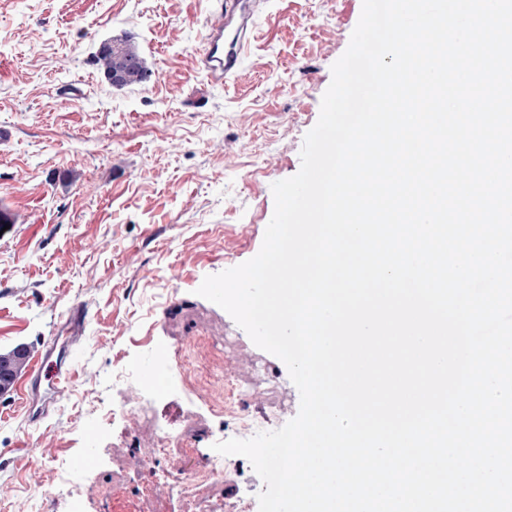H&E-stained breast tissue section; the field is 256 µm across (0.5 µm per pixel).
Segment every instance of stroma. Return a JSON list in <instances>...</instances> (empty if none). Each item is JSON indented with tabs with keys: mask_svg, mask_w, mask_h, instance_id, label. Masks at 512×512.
Here are the masks:
<instances>
[{
	"mask_svg": "<svg viewBox=\"0 0 512 512\" xmlns=\"http://www.w3.org/2000/svg\"><path fill=\"white\" fill-rule=\"evenodd\" d=\"M363 0H246L247 30L224 32L241 63L224 85L198 67L215 0H0V353L36 349L71 307L87 311L72 382L50 422L30 423L15 392L0 395V512L37 498L71 512L60 462L81 459L83 512H215L224 486L264 488L235 456L229 481H182L245 438L214 374L260 388L251 417L271 431L300 397L284 363L259 349L221 307L197 295L206 276L253 258L274 212L272 186L295 175L331 68L347 49ZM134 37L150 81L115 89L92 63L107 38ZM165 376L147 382L146 371ZM141 389L138 430H125L121 391ZM151 470L121 467L161 437ZM51 448L54 459L41 451ZM40 471L42 488L30 485ZM168 477L157 503L151 480Z\"/></svg>",
	"mask_w": 512,
	"mask_h": 512,
	"instance_id": "35a3bbf8",
	"label": "stroma"
}]
</instances>
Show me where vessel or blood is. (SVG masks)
I'll list each match as a JSON object with an SVG mask.
<instances>
[{
	"instance_id": "1",
	"label": "vessel or blood",
	"mask_w": 512,
	"mask_h": 512,
	"mask_svg": "<svg viewBox=\"0 0 512 512\" xmlns=\"http://www.w3.org/2000/svg\"><path fill=\"white\" fill-rule=\"evenodd\" d=\"M239 8V0H218L216 19L210 26L206 45L199 56L198 65L213 84L223 83L237 65L235 56L224 51V19L234 15ZM56 344L47 340L39 351L30 356L26 374L17 384V393L26 406L32 421L48 418L74 375L72 366L62 363L55 357Z\"/></svg>"
}]
</instances>
